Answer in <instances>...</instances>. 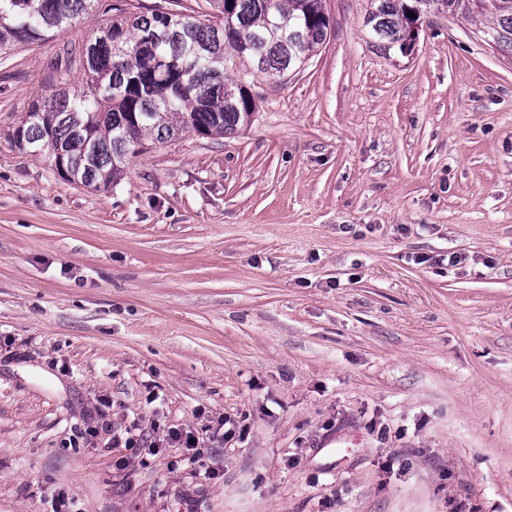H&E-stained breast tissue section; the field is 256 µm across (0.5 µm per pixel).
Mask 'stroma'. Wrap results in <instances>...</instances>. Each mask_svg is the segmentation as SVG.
Returning <instances> with one entry per match:
<instances>
[{
  "label": "stroma",
  "mask_w": 512,
  "mask_h": 512,
  "mask_svg": "<svg viewBox=\"0 0 512 512\" xmlns=\"http://www.w3.org/2000/svg\"><path fill=\"white\" fill-rule=\"evenodd\" d=\"M324 5L305 64L234 69L247 128L107 189L9 139L106 14L0 55V512H512V59Z\"/></svg>",
  "instance_id": "obj_1"
}]
</instances>
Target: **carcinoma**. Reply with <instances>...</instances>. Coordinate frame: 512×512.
Returning <instances> with one entry per match:
<instances>
[{
    "label": "carcinoma",
    "instance_id": "carcinoma-1",
    "mask_svg": "<svg viewBox=\"0 0 512 512\" xmlns=\"http://www.w3.org/2000/svg\"><path fill=\"white\" fill-rule=\"evenodd\" d=\"M96 0H0V54L33 44L75 23ZM215 21L178 9L119 12L91 37L87 90L59 88L33 104L14 127L16 147L43 155L57 173L99 188L117 182L150 136L231 135L246 126L256 102L229 78L238 64L266 77L300 66L323 44L330 18L323 0H210ZM364 17L373 46L402 51L411 25L432 13L483 24V39L512 56V0H368ZM414 16H409V13Z\"/></svg>",
    "mask_w": 512,
    "mask_h": 512
}]
</instances>
